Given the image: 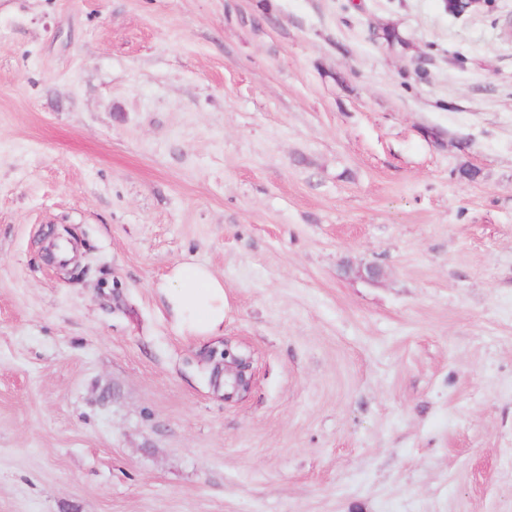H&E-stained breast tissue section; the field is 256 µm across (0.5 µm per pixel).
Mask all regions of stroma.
I'll return each mask as SVG.
<instances>
[{"instance_id":"1","label":"stroma","mask_w":512,"mask_h":512,"mask_svg":"<svg viewBox=\"0 0 512 512\" xmlns=\"http://www.w3.org/2000/svg\"><path fill=\"white\" fill-rule=\"evenodd\" d=\"M491 2L0 0V512H512ZM179 263L223 335L167 313ZM168 309L182 332L220 336L224 333V282L206 267L179 264L162 287ZM206 361L213 364L215 387L218 390L222 386L225 400L243 398L249 393L254 373L252 359L246 352L234 350L229 342H225L224 349L211 350Z\"/></svg>"}]
</instances>
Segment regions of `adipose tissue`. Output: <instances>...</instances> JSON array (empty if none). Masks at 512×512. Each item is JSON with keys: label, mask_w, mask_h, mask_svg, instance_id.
<instances>
[{"label": "adipose tissue", "mask_w": 512, "mask_h": 512, "mask_svg": "<svg viewBox=\"0 0 512 512\" xmlns=\"http://www.w3.org/2000/svg\"><path fill=\"white\" fill-rule=\"evenodd\" d=\"M168 309L181 331L217 336L224 330V284L206 267L180 264L164 285Z\"/></svg>", "instance_id": "adipose-tissue-1"}]
</instances>
